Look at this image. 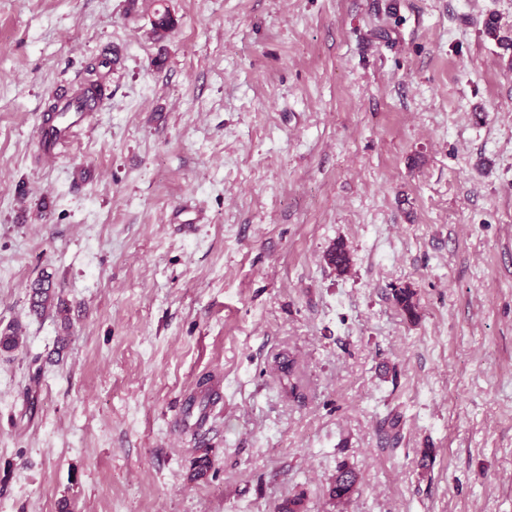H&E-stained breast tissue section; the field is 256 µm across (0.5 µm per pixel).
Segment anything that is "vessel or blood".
Instances as JSON below:
<instances>
[{
  "mask_svg": "<svg viewBox=\"0 0 512 512\" xmlns=\"http://www.w3.org/2000/svg\"><path fill=\"white\" fill-rule=\"evenodd\" d=\"M96 96H86L83 106L64 104L61 111L47 114L38 125V141L46 156L62 154L70 143L88 127L97 109Z\"/></svg>",
  "mask_w": 512,
  "mask_h": 512,
  "instance_id": "obj_1",
  "label": "vessel or blood"
}]
</instances>
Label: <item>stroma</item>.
I'll return each mask as SVG.
<instances>
[{
  "label": "stroma",
  "instance_id": "stroma-1",
  "mask_svg": "<svg viewBox=\"0 0 512 512\" xmlns=\"http://www.w3.org/2000/svg\"><path fill=\"white\" fill-rule=\"evenodd\" d=\"M508 38L512 0H0V512H512ZM99 100L94 95L86 96L84 106L78 110L76 104H64L62 112H54L56 105L49 110L50 114L38 125V141L46 156L61 155L70 143L88 127L97 109ZM46 278L38 279L30 288V310L37 315L45 313L52 306L54 300L50 280ZM358 481V474L353 468L346 464L339 465L329 484V497L336 504L349 502L356 490Z\"/></svg>",
  "mask_w": 512,
  "mask_h": 512
}]
</instances>
